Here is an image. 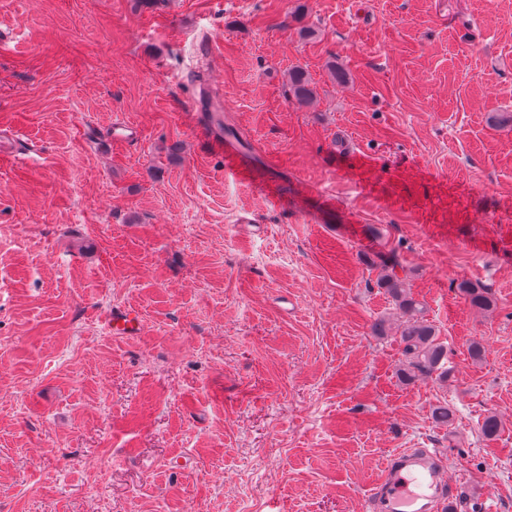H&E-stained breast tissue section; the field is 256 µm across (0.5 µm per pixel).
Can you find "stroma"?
<instances>
[{
  "mask_svg": "<svg viewBox=\"0 0 512 512\" xmlns=\"http://www.w3.org/2000/svg\"><path fill=\"white\" fill-rule=\"evenodd\" d=\"M207 40L248 177L197 128ZM502 112L512 0H0V127L32 146L0 167V512H364L422 446L512 502ZM117 114L142 140L102 150ZM393 259L447 380L399 377ZM288 82L289 93L301 103H309L313 100L314 91L307 74L300 67L291 70Z\"/></svg>",
  "mask_w": 512,
  "mask_h": 512,
  "instance_id": "1",
  "label": "stroma"
}]
</instances>
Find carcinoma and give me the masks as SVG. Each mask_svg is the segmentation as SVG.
I'll return each instance as SVG.
<instances>
[{
  "instance_id": "1",
  "label": "carcinoma",
  "mask_w": 512,
  "mask_h": 512,
  "mask_svg": "<svg viewBox=\"0 0 512 512\" xmlns=\"http://www.w3.org/2000/svg\"><path fill=\"white\" fill-rule=\"evenodd\" d=\"M288 90L301 103L313 100L314 91L310 79L299 67L292 69L289 74ZM380 283L398 309L408 316L400 333L406 357V367L400 370L401 377L406 381L419 375L434 373L442 378L448 377V368L445 367L448 361L447 348L439 341L434 328L424 319L421 304L406 293L402 279L396 271L381 275ZM460 291L469 298L472 305L482 309L491 307V299L484 289L463 283Z\"/></svg>"
}]
</instances>
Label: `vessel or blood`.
<instances>
[{
    "label": "vessel or blood",
    "mask_w": 512,
    "mask_h": 512,
    "mask_svg": "<svg viewBox=\"0 0 512 512\" xmlns=\"http://www.w3.org/2000/svg\"><path fill=\"white\" fill-rule=\"evenodd\" d=\"M204 137L214 141L230 163L249 167L252 158L240 143L223 135L216 120L204 121ZM140 139L138 127L121 117L113 118L106 140L110 146H132ZM446 459L437 448H402L386 460L384 471L368 497L366 512H437L441 500L459 495L448 484Z\"/></svg>",
    "instance_id": "b4317fda"
}]
</instances>
